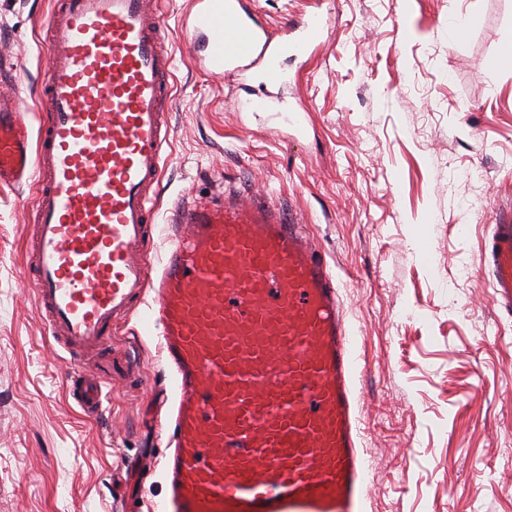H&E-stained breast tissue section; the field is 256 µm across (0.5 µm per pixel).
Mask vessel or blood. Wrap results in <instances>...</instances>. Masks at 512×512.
<instances>
[{
  "label": "vessel or blood",
  "instance_id": "1",
  "mask_svg": "<svg viewBox=\"0 0 512 512\" xmlns=\"http://www.w3.org/2000/svg\"><path fill=\"white\" fill-rule=\"evenodd\" d=\"M160 0H59L37 126L0 102V187L36 185L25 277L84 410L102 383L82 354L153 289L150 321L175 376L159 512H367L355 395L359 358L340 284L301 225L270 198L225 185L175 203L153 267L151 190L163 174L174 54ZM210 73L258 70L321 35L318 17L273 38L244 0H194ZM493 297L512 318V216L485 247Z\"/></svg>",
  "mask_w": 512,
  "mask_h": 512
}]
</instances>
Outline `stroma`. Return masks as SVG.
<instances>
[{"instance_id": "obj_1", "label": "stroma", "mask_w": 512, "mask_h": 512, "mask_svg": "<svg viewBox=\"0 0 512 512\" xmlns=\"http://www.w3.org/2000/svg\"><path fill=\"white\" fill-rule=\"evenodd\" d=\"M176 45L166 224L231 180L304 224L338 279L360 357L370 512H512V323L484 246L512 210V0H252L273 36L319 16L273 113L240 112L258 74L209 73ZM54 0H0L1 95L37 112ZM304 108L302 126L274 112ZM34 183L0 188V512H157L172 382L148 304L112 336V404L82 415L22 278ZM153 473L131 494L129 461Z\"/></svg>"}]
</instances>
